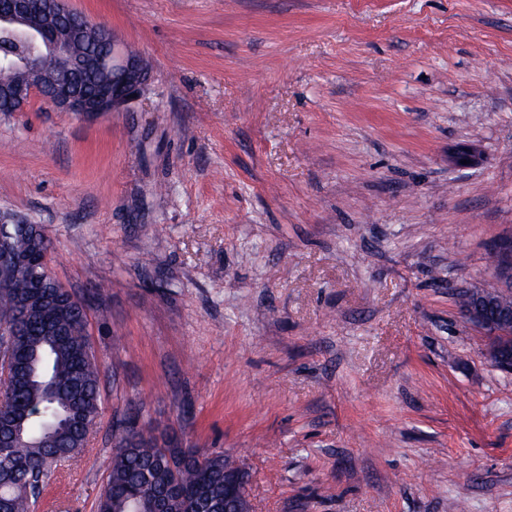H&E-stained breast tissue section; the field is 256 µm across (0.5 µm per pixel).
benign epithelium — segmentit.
Here are the masks:
<instances>
[{"label":"benign epithelium","mask_w":512,"mask_h":512,"mask_svg":"<svg viewBox=\"0 0 512 512\" xmlns=\"http://www.w3.org/2000/svg\"><path fill=\"white\" fill-rule=\"evenodd\" d=\"M14 33L32 47L31 54L7 65L19 73L0 88V101L9 112H24L35 97L57 112L84 116L115 112L143 88L148 68L143 59L117 44L112 30L100 23L72 21L62 0H8L0 8V33ZM52 59L54 74L45 73L43 58ZM496 284L501 301L495 312L467 303L462 317L486 334L485 358L500 369L512 339V246H498ZM247 476L240 466L224 470V509L252 512L245 492Z\"/></svg>","instance_id":"1"}]
</instances>
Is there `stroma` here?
Wrapping results in <instances>:
<instances>
[{"instance_id": "obj_1", "label": "stroma", "mask_w": 512, "mask_h": 512, "mask_svg": "<svg viewBox=\"0 0 512 512\" xmlns=\"http://www.w3.org/2000/svg\"><path fill=\"white\" fill-rule=\"evenodd\" d=\"M69 6L150 77L0 113V211L101 365L37 512H96L136 417L238 461L253 512H512V372L457 306L512 237V0Z\"/></svg>"}]
</instances>
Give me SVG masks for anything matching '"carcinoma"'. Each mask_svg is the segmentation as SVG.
Instances as JSON below:
<instances>
[{
  "label": "carcinoma",
  "mask_w": 512,
  "mask_h": 512,
  "mask_svg": "<svg viewBox=\"0 0 512 512\" xmlns=\"http://www.w3.org/2000/svg\"><path fill=\"white\" fill-rule=\"evenodd\" d=\"M0 245L15 257L0 279V320L14 333L9 383L0 388V432L23 433L0 447V512H32L27 476L52 474L84 448L102 413L100 364L87 333L88 306L58 284L38 293L35 274L52 249L32 225L0 224ZM222 451L160 443L156 426L127 420L103 461L97 512H210L224 502Z\"/></svg>",
  "instance_id": "carcinoma-1"
}]
</instances>
